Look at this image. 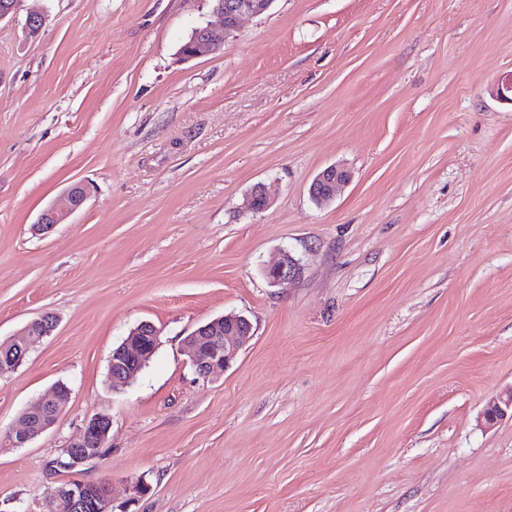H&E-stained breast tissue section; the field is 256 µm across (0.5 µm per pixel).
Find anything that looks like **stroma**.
I'll use <instances>...</instances> for the list:
<instances>
[{
	"mask_svg": "<svg viewBox=\"0 0 512 512\" xmlns=\"http://www.w3.org/2000/svg\"><path fill=\"white\" fill-rule=\"evenodd\" d=\"M214 20L22 0L0 21V340L57 318L0 373V512L104 478L113 512H512V418L481 420L512 387V0H276L180 60ZM333 164L351 179L317 203ZM79 181L83 209L34 234ZM257 183L272 205L243 212ZM283 251L302 275L269 285ZM232 311L254 336L202 380L183 339ZM143 321L160 345L112 384ZM60 382L64 414L12 445ZM96 414L105 459L55 471ZM350 180V173L339 165H330L321 170L313 179L309 192L315 201H328L336 196L340 186Z\"/></svg>",
	"mask_w": 512,
	"mask_h": 512,
	"instance_id": "1",
	"label": "stroma"
}]
</instances>
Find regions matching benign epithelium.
<instances>
[{
    "label": "benign epithelium",
    "mask_w": 512,
    "mask_h": 512,
    "mask_svg": "<svg viewBox=\"0 0 512 512\" xmlns=\"http://www.w3.org/2000/svg\"><path fill=\"white\" fill-rule=\"evenodd\" d=\"M275 0H212L213 13L221 19L220 27L206 25L195 29L187 46L180 49L184 59H195L219 51L224 39L232 35L245 17L266 14ZM350 180V173L339 165H330L313 179L309 192L319 202L336 196L340 186ZM89 198V188L79 182L59 194L40 213L34 230L48 233L80 211ZM270 205L264 185L257 183L248 192L243 210L260 213ZM301 266L290 253L283 252L274 264L265 269L268 282L275 286L299 277ZM57 327L55 316L49 312L29 322L16 337L0 343V372L19 366L25 354L38 340L49 336ZM160 331L151 322L143 321L132 329L127 338L112 349V381L130 384L146 365L159 345ZM254 336L249 319L241 314L228 313L195 328L184 343L199 377L209 380L225 371L239 352ZM69 388L57 385L51 395L34 402L22 415L23 428L12 436L14 445L21 447L54 425L65 409ZM512 410V389L500 394L486 407L483 417L491 424ZM111 419L105 414L88 418L79 435L62 448L55 459L58 470L73 471L89 462L104 459ZM101 491L94 500L87 498V483L72 480L49 493L45 509L58 512H81L85 506L91 512H112V489L108 481L100 483Z\"/></svg>",
    "instance_id": "1"
}]
</instances>
